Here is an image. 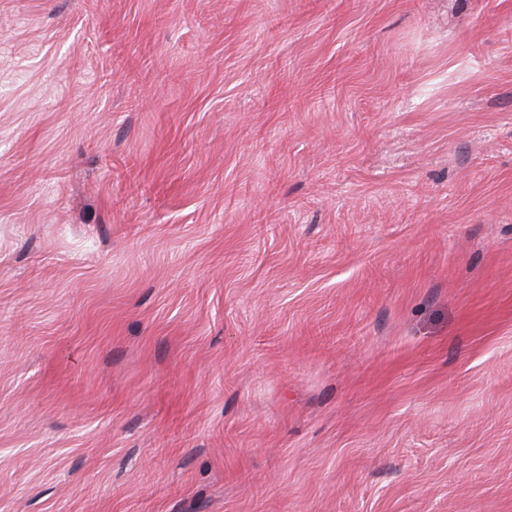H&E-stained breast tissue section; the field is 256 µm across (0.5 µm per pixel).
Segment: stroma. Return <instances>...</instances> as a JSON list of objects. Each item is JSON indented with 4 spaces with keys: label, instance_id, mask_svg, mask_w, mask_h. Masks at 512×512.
I'll return each instance as SVG.
<instances>
[{
    "label": "stroma",
    "instance_id": "35a3bbf8",
    "mask_svg": "<svg viewBox=\"0 0 512 512\" xmlns=\"http://www.w3.org/2000/svg\"><path fill=\"white\" fill-rule=\"evenodd\" d=\"M0 512H512V0H0Z\"/></svg>",
    "mask_w": 512,
    "mask_h": 512
}]
</instances>
